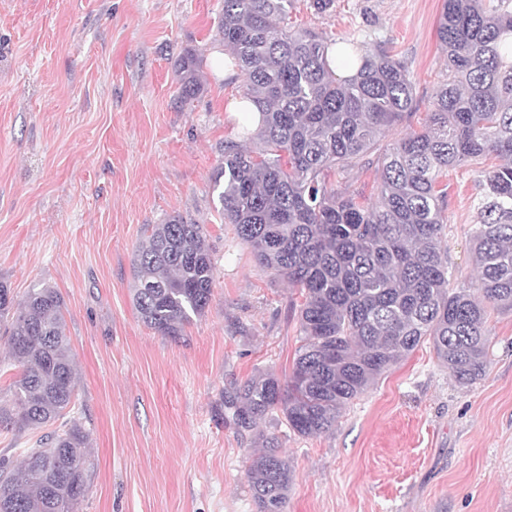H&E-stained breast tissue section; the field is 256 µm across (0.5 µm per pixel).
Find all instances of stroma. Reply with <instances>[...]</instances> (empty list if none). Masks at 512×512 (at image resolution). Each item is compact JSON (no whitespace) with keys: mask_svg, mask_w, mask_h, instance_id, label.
Wrapping results in <instances>:
<instances>
[{"mask_svg":"<svg viewBox=\"0 0 512 512\" xmlns=\"http://www.w3.org/2000/svg\"><path fill=\"white\" fill-rule=\"evenodd\" d=\"M294 0L293 27L378 43L403 59L420 128L447 69L443 0ZM222 0H0V283L65 301L76 406L98 460L77 512H255L246 471L261 443L224 422L225 387L288 374L300 344L287 281L260 267L224 220L209 177L248 114L212 39ZM202 58L186 101L174 61ZM477 169L448 172V266L473 285ZM202 224L216 267L204 315L171 338L133 303L147 225ZM490 364L460 384L421 343L317 437L278 436L294 469L285 512H512V312L488 307Z\"/></svg>","mask_w":512,"mask_h":512,"instance_id":"1","label":"stroma"}]
</instances>
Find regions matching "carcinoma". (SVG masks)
<instances>
[{"label":"carcinoma","mask_w":512,"mask_h":512,"mask_svg":"<svg viewBox=\"0 0 512 512\" xmlns=\"http://www.w3.org/2000/svg\"><path fill=\"white\" fill-rule=\"evenodd\" d=\"M292 0H223L215 40L235 58L244 94L259 111L257 152L227 141L211 173L224 219L257 262L300 290L301 345L285 379L254 375L224 389V420L239 432L281 413L293 434L317 437L391 365L432 343L460 383L489 365L483 303L512 310V9L507 0H444L438 36L448 70L419 130L379 151L381 137L412 115L406 63L283 25ZM343 57L355 72L336 78ZM184 100L206 91L191 49L174 61ZM494 154L503 163L478 181L474 239L477 300L451 287L444 211L448 169ZM377 156L375 205L329 183L336 168ZM134 300L144 324L176 338L208 307L214 264L202 225L180 214L149 224L133 257ZM8 365L19 369L0 422L33 430L64 425L0 457V512H75L97 459L76 409L78 372L64 301L49 286L15 301L0 284ZM247 470L256 512H283L293 470L275 436Z\"/></svg>","instance_id":"1"}]
</instances>
